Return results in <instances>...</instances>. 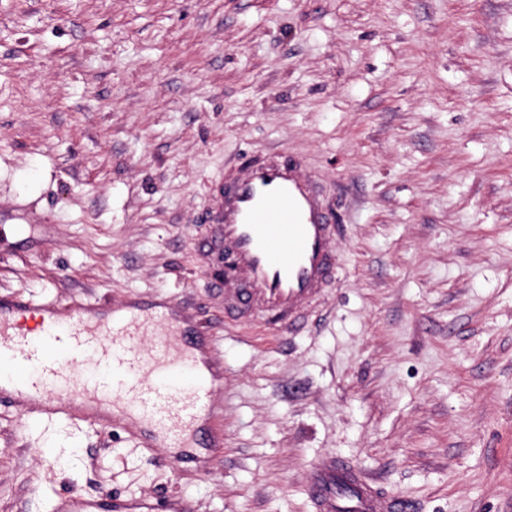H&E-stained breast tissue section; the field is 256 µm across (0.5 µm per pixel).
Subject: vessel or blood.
<instances>
[{"mask_svg":"<svg viewBox=\"0 0 512 512\" xmlns=\"http://www.w3.org/2000/svg\"><path fill=\"white\" fill-rule=\"evenodd\" d=\"M343 218L325 201L318 178L296 156L245 154L225 169L212 215L207 258L223 283L224 321L261 325L278 335L301 329L336 283ZM182 309H61L55 303L0 307V392L38 402L47 420L111 424L124 406L145 426L159 425L179 447H219L205 435L218 385L208 337L189 335ZM157 332L159 351L142 357V337ZM111 371L113 397L86 380L85 355ZM314 512H410L403 498L379 491L352 464L319 462L310 476ZM55 512H193L187 498L156 503L109 493L61 497Z\"/></svg>","mask_w":512,"mask_h":512,"instance_id":"obj_1","label":"vessel or blood"}]
</instances>
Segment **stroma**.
Segmentation results:
<instances>
[{
	"instance_id": "stroma-1",
	"label": "stroma",
	"mask_w": 512,
	"mask_h": 512,
	"mask_svg": "<svg viewBox=\"0 0 512 512\" xmlns=\"http://www.w3.org/2000/svg\"><path fill=\"white\" fill-rule=\"evenodd\" d=\"M344 214L308 325L225 324L201 240L239 155ZM0 305H187L224 364L205 472L0 406V512L179 494L313 512L347 459L413 512H512V0H0Z\"/></svg>"
}]
</instances>
